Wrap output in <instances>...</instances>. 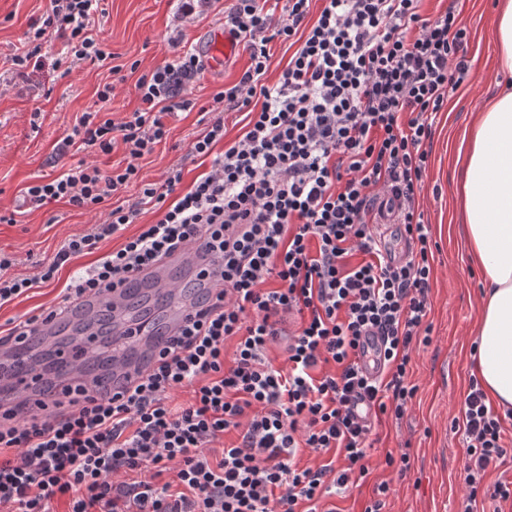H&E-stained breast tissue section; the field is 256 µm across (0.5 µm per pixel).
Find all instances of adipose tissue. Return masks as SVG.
Returning <instances> with one entry per match:
<instances>
[{
  "label": "adipose tissue",
  "instance_id": "obj_1",
  "mask_svg": "<svg viewBox=\"0 0 512 512\" xmlns=\"http://www.w3.org/2000/svg\"><path fill=\"white\" fill-rule=\"evenodd\" d=\"M457 160L468 250L483 282L474 374L493 402L512 407V83L479 114Z\"/></svg>",
  "mask_w": 512,
  "mask_h": 512
}]
</instances>
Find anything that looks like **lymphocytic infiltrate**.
<instances>
[{
  "label": "lymphocytic infiltrate",
  "instance_id": "1",
  "mask_svg": "<svg viewBox=\"0 0 512 512\" xmlns=\"http://www.w3.org/2000/svg\"><path fill=\"white\" fill-rule=\"evenodd\" d=\"M100 0H51L33 48L12 58L24 75L52 34L69 64L111 59L93 32ZM284 0L273 17L260 0H236L229 21L250 52L238 82L213 98L249 112L245 132L224 140L214 118L190 144L211 169L185 193L182 171L142 186L159 219L67 287V299L106 295L191 243L213 261L211 294L168 336L158 365L121 392L77 388L58 412L19 403L0 415V512H318L332 489L366 476L370 416L402 419L416 388L412 352L430 345V226L416 204L428 168L433 116L467 77V32L454 11L421 13L423 0ZM294 49L268 86L273 42ZM202 69L194 52L136 83L142 106L115 120L83 113L65 146L104 155L123 147L124 166L79 160L25 189L30 203L67 202L97 214L94 227L43 260L34 278L8 276L0 255V307L54 280L74 256L133 223L137 209L110 206L141 176L139 161L168 134L165 115L195 107L185 93ZM397 225L409 246L386 255L379 225ZM365 254L353 263L355 254ZM381 340L390 380L365 374L367 337ZM282 346V366L269 358ZM190 392L189 401L175 397ZM466 438L464 512L489 466L512 458L503 421L479 381L459 409ZM236 441L212 459L226 434ZM339 452L340 465L321 463ZM317 457L301 466L303 454Z\"/></svg>",
  "mask_w": 512,
  "mask_h": 512
}]
</instances>
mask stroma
<instances>
[{"mask_svg":"<svg viewBox=\"0 0 512 512\" xmlns=\"http://www.w3.org/2000/svg\"><path fill=\"white\" fill-rule=\"evenodd\" d=\"M496 0H423V15L433 16L455 7L466 28L465 47L472 71L482 72L481 83L465 81L449 92L433 126L427 175L418 202L431 226L434 273L429 291L427 321L431 344L415 353L409 379L417 393L404 417L383 419L370 437L366 460L369 473L348 489L322 499V512H363L375 486L388 482V512H459L464 493L463 465L466 441L453 420L473 374L472 343L482 277L471 261L462 232V216L455 202V185L461 174L457 153L465 130L483 104L494 97L495 54L491 31ZM234 0H209L195 22L187 26L177 45H170L173 19L179 0H102L95 16L96 31L112 54L111 66L77 64L70 72L54 66L64 48L62 38L45 44L40 64L25 76H13L10 58L26 51L24 33L29 25L46 15L50 0H0V76L9 78L0 93V214L14 216V223H0V252L15 259L13 274H36V261L51 257L65 239L85 233L94 224L93 215L65 202L42 207L25 202L24 191L31 183L62 173L81 159L95 162L104 170L123 164L124 152L115 149L100 155L58 148L85 112L94 108L96 91L106 83L116 89L107 109L113 117H124L139 108L138 79L177 55L195 49L218 19L227 17ZM250 64L245 47H238L223 70L199 73L186 87L198 104L211 102L224 87L239 80ZM199 112H181L166 117L170 130L166 142L142 162L145 179H160L169 168L183 171V187L210 168L209 159L189 155L191 141L203 131ZM154 211L142 210L136 223L103 240L97 253L75 256L55 280L32 289L0 309V336L12 322L40 314L53 305L77 272L88 269L98 255L120 246L139 225L153 223ZM408 451L411 468L405 477L386 466L387 455Z\"/></svg>","mask_w":512,"mask_h":512,"instance_id":"stroma-1","label":"stroma"}]
</instances>
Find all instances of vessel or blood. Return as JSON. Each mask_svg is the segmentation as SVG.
I'll return each mask as SVG.
<instances>
[{"mask_svg": "<svg viewBox=\"0 0 512 512\" xmlns=\"http://www.w3.org/2000/svg\"><path fill=\"white\" fill-rule=\"evenodd\" d=\"M236 51L237 40L227 28L214 29L210 43L199 49L205 69L213 72L223 68ZM209 266V256L192 244L143 270L136 286L139 291L154 293L169 280L175 269L201 282ZM128 297V290L117 288L104 297L83 296L70 306L65 319L79 322L80 327L69 341L57 346L55 361L61 372L54 378L41 377L30 371L26 364L20 362L13 347L0 348V381L12 386L10 399L0 402V409L10 410L18 399L35 401L48 388L59 394L78 385L81 380L80 366L89 363L97 350L98 337L88 321L94 314L107 310L112 313L113 335L134 348L133 353L117 355L112 361L110 373L113 391L131 386L145 374L163 346L164 335L173 334L184 324L190 306L186 303L175 306L167 311L163 320L158 321L153 316L132 312Z\"/></svg>", "mask_w": 512, "mask_h": 512, "instance_id": "vessel-or-blood-1", "label": "vessel or blood"}]
</instances>
